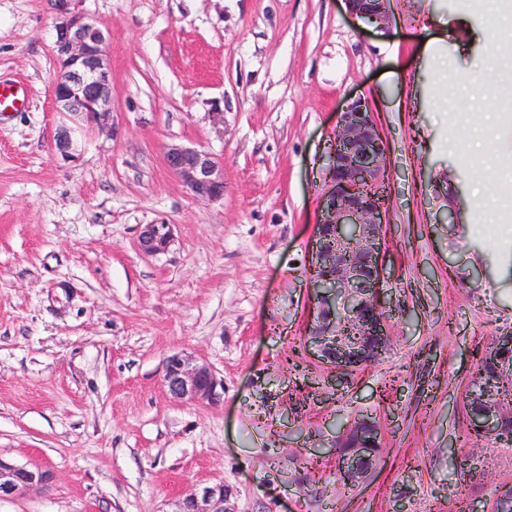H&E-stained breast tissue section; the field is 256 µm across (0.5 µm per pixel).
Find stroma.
<instances>
[{
    "instance_id": "stroma-1",
    "label": "stroma",
    "mask_w": 512,
    "mask_h": 512,
    "mask_svg": "<svg viewBox=\"0 0 512 512\" xmlns=\"http://www.w3.org/2000/svg\"><path fill=\"white\" fill-rule=\"evenodd\" d=\"M109 36L113 131L52 149L50 0H0V454L48 468L0 512H166L222 482L237 512H490L512 447L467 440L473 353L512 332V0H72ZM387 139L388 342L344 390L309 354L310 260L337 114ZM223 113L215 123L214 113ZM211 152L224 197H192L169 147ZM175 239L146 256L141 225ZM184 349L224 398L170 400ZM381 447L345 485L336 443ZM477 453L467 485L451 456ZM349 13L366 25L380 30L388 28L390 0H345ZM28 95L19 83L0 81V112H15L26 106ZM378 426L362 420L351 426L336 444L339 470L346 485L354 486L363 481L380 447Z\"/></svg>"
}]
</instances>
